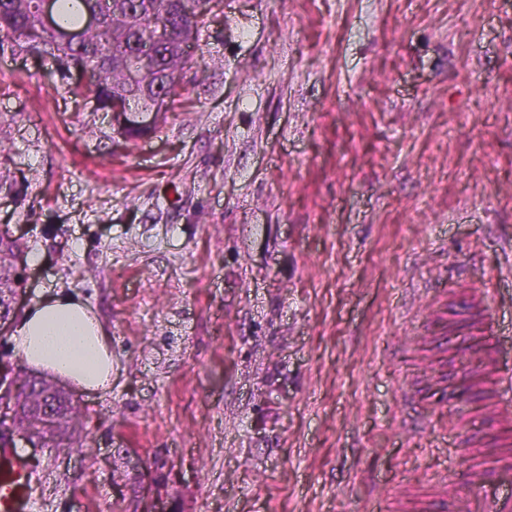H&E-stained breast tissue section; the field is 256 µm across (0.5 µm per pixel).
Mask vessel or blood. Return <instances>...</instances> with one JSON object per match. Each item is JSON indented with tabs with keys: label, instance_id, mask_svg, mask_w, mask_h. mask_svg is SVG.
Returning <instances> with one entry per match:
<instances>
[{
	"label": "vessel or blood",
	"instance_id": "1",
	"mask_svg": "<svg viewBox=\"0 0 512 512\" xmlns=\"http://www.w3.org/2000/svg\"><path fill=\"white\" fill-rule=\"evenodd\" d=\"M483 358L495 373L497 416L492 426L500 430L512 424V364L504 362L497 348L484 349ZM474 474V480L450 500L451 512H512V455L475 463ZM30 475L31 467L23 457L0 448V512H30Z\"/></svg>",
	"mask_w": 512,
	"mask_h": 512
}]
</instances>
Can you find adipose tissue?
Here are the masks:
<instances>
[{
  "mask_svg": "<svg viewBox=\"0 0 512 512\" xmlns=\"http://www.w3.org/2000/svg\"><path fill=\"white\" fill-rule=\"evenodd\" d=\"M13 341L29 367L87 391H103L112 384L111 338L97 315L65 290L48 293L26 309Z\"/></svg>",
  "mask_w": 512,
  "mask_h": 512,
  "instance_id": "1",
  "label": "adipose tissue"
}]
</instances>
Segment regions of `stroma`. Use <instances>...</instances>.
I'll return each mask as SVG.
<instances>
[{
	"label": "stroma",
	"instance_id": "obj_1",
	"mask_svg": "<svg viewBox=\"0 0 512 512\" xmlns=\"http://www.w3.org/2000/svg\"><path fill=\"white\" fill-rule=\"evenodd\" d=\"M195 59L126 143L92 78L0 52L24 304L66 290L112 340L111 388L16 443L32 512H446L495 413L463 377L512 359V0H212ZM419 379L461 394L407 409Z\"/></svg>",
	"mask_w": 512,
	"mask_h": 512
}]
</instances>
